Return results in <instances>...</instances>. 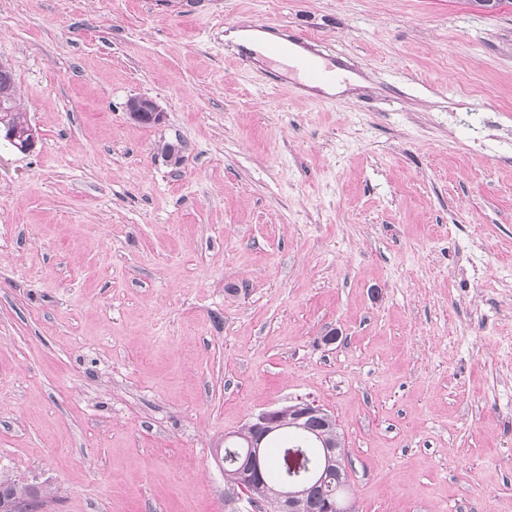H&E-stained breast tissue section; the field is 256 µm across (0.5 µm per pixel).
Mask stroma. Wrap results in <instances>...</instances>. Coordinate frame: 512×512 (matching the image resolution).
Returning <instances> with one entry per match:
<instances>
[{
	"mask_svg": "<svg viewBox=\"0 0 512 512\" xmlns=\"http://www.w3.org/2000/svg\"><path fill=\"white\" fill-rule=\"evenodd\" d=\"M252 24L366 87L243 60ZM0 64L40 131L0 143V474L36 512H253L219 449L300 396L357 512H512V0H0ZM126 112L129 119L138 123L145 115L149 116V120L154 123L161 122L163 112L160 106L152 98L145 96H131L126 102ZM4 498L6 501H22L26 505H32V501L38 499V490L28 484L15 482L9 477L0 476V501Z\"/></svg>",
	"mask_w": 512,
	"mask_h": 512,
	"instance_id": "35a3bbf8",
	"label": "stroma"
}]
</instances>
